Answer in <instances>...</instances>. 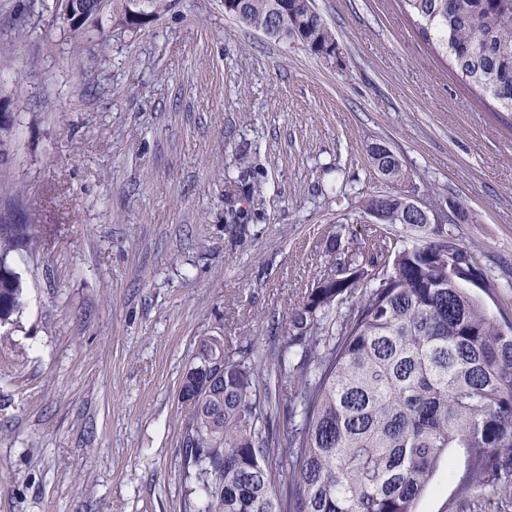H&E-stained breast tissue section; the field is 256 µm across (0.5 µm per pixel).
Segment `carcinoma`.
I'll return each mask as SVG.
<instances>
[{"label": "carcinoma", "instance_id": "obj_1", "mask_svg": "<svg viewBox=\"0 0 512 512\" xmlns=\"http://www.w3.org/2000/svg\"><path fill=\"white\" fill-rule=\"evenodd\" d=\"M170 0H112V26L131 30ZM229 15L328 58L336 37L312 0H230ZM423 37L447 53L455 72L512 113V0H400ZM369 153L387 181L406 173L395 153ZM384 223H402V196L386 195ZM427 241L393 251L373 238L365 266L338 257L281 323L284 348L231 350L224 337L198 347L181 389L182 478L201 486L198 512H417L448 462L450 505L512 476V323L493 319L458 284L485 281L477 258L464 267L441 258L435 224ZM39 243L38 226L13 202H0V354L13 346L25 278L14 264ZM350 298L339 319L336 300ZM298 349L291 363L288 350ZM291 379L280 408L271 378Z\"/></svg>", "mask_w": 512, "mask_h": 512}]
</instances>
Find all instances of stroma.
I'll return each mask as SVG.
<instances>
[{"label": "stroma", "mask_w": 512, "mask_h": 512, "mask_svg": "<svg viewBox=\"0 0 512 512\" xmlns=\"http://www.w3.org/2000/svg\"><path fill=\"white\" fill-rule=\"evenodd\" d=\"M330 59L224 0L131 30H72L57 0H0V172L40 227L0 366V512H189L179 393L199 341L281 343L332 248L373 235L371 194L411 195L482 265L512 320V114L459 77L400 0H315ZM387 145L405 181H386ZM245 212L226 219L225 198ZM369 153L377 171L387 181L404 180L406 173L395 153L380 151L378 146H371Z\"/></svg>", "instance_id": "35a3bbf8"}]
</instances>
